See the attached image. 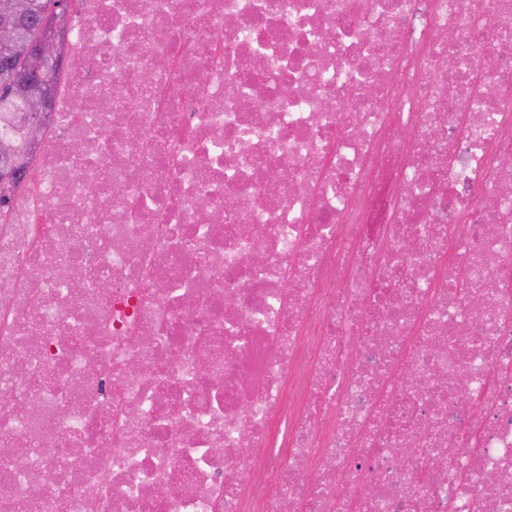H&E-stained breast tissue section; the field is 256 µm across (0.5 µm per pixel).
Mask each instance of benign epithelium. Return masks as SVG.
<instances>
[{"instance_id":"obj_1","label":"benign epithelium","mask_w":512,"mask_h":512,"mask_svg":"<svg viewBox=\"0 0 512 512\" xmlns=\"http://www.w3.org/2000/svg\"><path fill=\"white\" fill-rule=\"evenodd\" d=\"M27 8L23 0H9L0 6V56L11 54L9 46L20 39ZM63 57L57 39L45 33L27 47L25 69L18 91L24 96L35 95L36 104L25 128L29 144H38L46 131V117L43 115L44 102L48 99V84L45 74L54 68Z\"/></svg>"}]
</instances>
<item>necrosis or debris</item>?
Segmentation results:
<instances>
[{"instance_id":"1","label":"necrosis or debris","mask_w":512,"mask_h":512,"mask_svg":"<svg viewBox=\"0 0 512 512\" xmlns=\"http://www.w3.org/2000/svg\"><path fill=\"white\" fill-rule=\"evenodd\" d=\"M59 25L94 52L0 224L14 512H512V0Z\"/></svg>"}]
</instances>
